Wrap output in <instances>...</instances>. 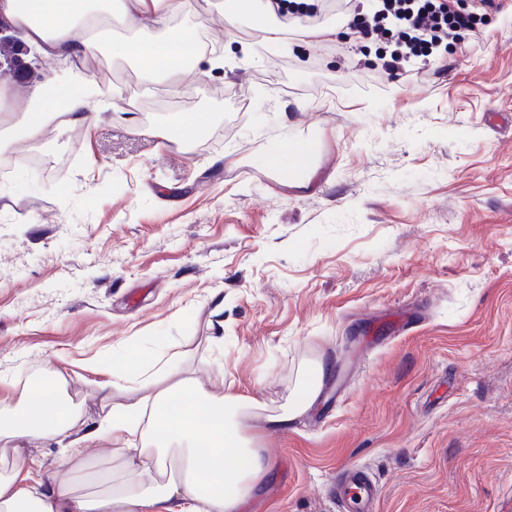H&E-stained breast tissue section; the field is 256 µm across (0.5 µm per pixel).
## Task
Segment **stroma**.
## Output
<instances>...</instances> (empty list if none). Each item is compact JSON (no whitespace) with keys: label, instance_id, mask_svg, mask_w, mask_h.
<instances>
[{"label":"stroma","instance_id":"35a3bbf8","mask_svg":"<svg viewBox=\"0 0 512 512\" xmlns=\"http://www.w3.org/2000/svg\"><path fill=\"white\" fill-rule=\"evenodd\" d=\"M473 10L483 37L380 78L389 43H260L215 0L176 22L214 50L184 91L143 92L109 60L116 110L64 134L55 161L0 173V396L64 374L87 420L89 360L181 353L206 389L284 408L310 363L315 406L266 432L271 473L244 512H336V472L365 466L378 512H512V0ZM211 112L194 141L162 140ZM308 168L247 159L284 139ZM37 479L119 467L107 443L62 463L27 443Z\"/></svg>","mask_w":512,"mask_h":512}]
</instances>
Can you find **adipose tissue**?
<instances>
[{
	"instance_id": "adipose-tissue-1",
	"label": "adipose tissue",
	"mask_w": 512,
	"mask_h": 512,
	"mask_svg": "<svg viewBox=\"0 0 512 512\" xmlns=\"http://www.w3.org/2000/svg\"><path fill=\"white\" fill-rule=\"evenodd\" d=\"M219 7L229 18L255 17L265 41L276 40L280 28L269 0H221ZM176 9L175 0H0V21L20 31L33 52L73 66L67 76L46 73L28 85L22 118L11 78L0 77V154H12L17 141L37 140L48 123L85 127L112 107L120 89L101 87L75 67L91 54L134 63L144 91L179 90L182 74L207 50L193 30L172 23ZM131 18L141 19L139 30L115 38ZM331 368L328 360H314L283 412L250 432L241 417L251 399L205 389L185 376L176 353L113 364L109 379L98 384L103 400L111 401L116 389L134 390L138 398L113 403L94 428L64 407L57 391L31 384L22 407L0 400V441L52 442L70 460L90 442L105 440L129 463L122 475L90 473L94 489L84 494L72 482H33L12 468L0 475V512H242L270 469L259 435L305 415Z\"/></svg>"
}]
</instances>
